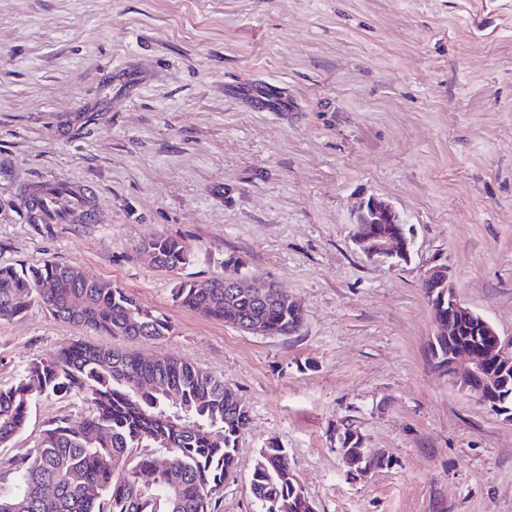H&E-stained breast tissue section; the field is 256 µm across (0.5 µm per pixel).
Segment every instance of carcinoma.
I'll return each instance as SVG.
<instances>
[{"label": "carcinoma", "instance_id": "1", "mask_svg": "<svg viewBox=\"0 0 512 512\" xmlns=\"http://www.w3.org/2000/svg\"><path fill=\"white\" fill-rule=\"evenodd\" d=\"M155 268L175 272L194 260L193 246L157 234L140 244ZM222 282L226 278L218 279ZM181 280V306L233 327L248 322L268 336L295 334L301 309L288 292L270 299L258 288L208 287ZM39 304L55 318L105 336L160 340L172 331L161 314L125 289L76 265L0 267V320ZM434 366L448 373V339H436ZM48 399L79 402L83 420L52 418L22 456L0 453V512H218L224 486L235 482L249 410L224 379L174 356L142 357L129 349L76 340L30 362L0 388V447L27 427L31 410ZM338 452L349 476L389 464L369 459L361 434L340 423ZM154 475L145 488L142 474ZM55 488L48 499L44 489ZM251 512H314L289 461L270 441L258 449L249 478Z\"/></svg>", "mask_w": 512, "mask_h": 512}]
</instances>
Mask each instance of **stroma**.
<instances>
[{
	"label": "stroma",
	"instance_id": "1",
	"mask_svg": "<svg viewBox=\"0 0 512 512\" xmlns=\"http://www.w3.org/2000/svg\"><path fill=\"white\" fill-rule=\"evenodd\" d=\"M87 189L94 217L37 224L24 190ZM410 228L408 261L352 240L360 198ZM178 235L194 261L138 253ZM77 264L165 315L136 343L221 376L251 411L219 512H251L277 441L316 512H512V423L431 363L428 270L512 336V0H0V265ZM255 272L303 313L252 336L173 302L174 284ZM82 327L40 306L0 321V387ZM70 401L33 408L24 454ZM351 419L387 466L350 478ZM140 251L151 253L155 258L150 255L147 257L162 272L182 270L194 260L193 246L176 235L157 234L148 237L140 244Z\"/></svg>",
	"mask_w": 512,
	"mask_h": 512
}]
</instances>
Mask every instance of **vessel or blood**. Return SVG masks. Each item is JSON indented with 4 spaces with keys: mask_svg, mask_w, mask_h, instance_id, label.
Segmentation results:
<instances>
[{
    "mask_svg": "<svg viewBox=\"0 0 512 512\" xmlns=\"http://www.w3.org/2000/svg\"><path fill=\"white\" fill-rule=\"evenodd\" d=\"M23 202L33 221L40 224L79 222L89 209V199L80 186L55 179L30 186L23 194Z\"/></svg>",
    "mask_w": 512,
    "mask_h": 512,
    "instance_id": "b4317fda",
    "label": "vessel or blood"
}]
</instances>
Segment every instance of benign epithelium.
I'll list each match as a JSON object with an SVG mask.
<instances>
[{"instance_id": "obj_1", "label": "benign epithelium", "mask_w": 512, "mask_h": 512, "mask_svg": "<svg viewBox=\"0 0 512 512\" xmlns=\"http://www.w3.org/2000/svg\"><path fill=\"white\" fill-rule=\"evenodd\" d=\"M353 224L356 225L354 243L368 259L387 262L406 261L410 257L411 231L389 203L375 196L360 199L353 213ZM425 283L440 289L437 308L448 309V316L442 315L437 320V334L445 333L459 341V346L448 352V374L455 373L459 357H466L469 368L460 377L459 386L481 404L488 405L491 392L506 384V372L512 371V338L502 337L487 320L465 307L441 268L430 269ZM472 323L491 337L487 348L474 350L460 342L463 330Z\"/></svg>"}]
</instances>
